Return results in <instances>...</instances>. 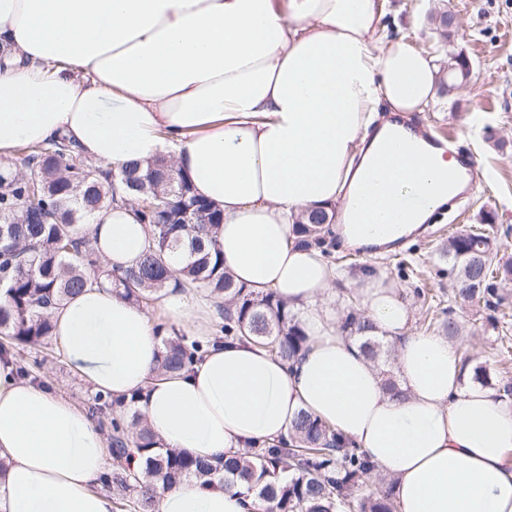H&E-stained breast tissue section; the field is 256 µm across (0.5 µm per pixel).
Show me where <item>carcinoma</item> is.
Instances as JSON below:
<instances>
[{"label":"carcinoma","instance_id":"cac0c4a2","mask_svg":"<svg viewBox=\"0 0 512 512\" xmlns=\"http://www.w3.org/2000/svg\"><path fill=\"white\" fill-rule=\"evenodd\" d=\"M448 80L466 79L469 61L453 58ZM20 166L35 170L38 184L31 186L24 173L11 165L0 166V360H10L23 380L41 382V362L30 359L31 350L52 336L48 311L77 294L89 277L112 283L124 297L146 306L170 282L203 288L219 297L223 325L215 342L249 339L289 361L306 348L309 337L298 315L273 292L259 297L234 282L224 269V256L212 239L222 223L220 212L195 193L189 178L158 159L142 169L133 165L118 180L124 192L139 196L136 186L147 188L153 207L138 212L140 223L150 227V242L136 266L108 270L101 267L81 224L104 207L118 201L112 173L89 164L62 134L46 143L21 148ZM333 215L313 210L298 222L300 243L326 253L332 235ZM497 236L483 228L460 231L448 237L444 255L458 283L457 294L468 299L494 297L512 283V255L498 256ZM181 267L174 269L170 261ZM429 326L453 338L459 335L452 310L431 318ZM343 330L362 340L366 352L377 358L383 343L363 314L351 309ZM159 371L184 370L204 352V344L187 336L162 337ZM88 413L99 426L109 425L112 468L100 484L116 491L121 512H153L158 490L170 489L184 479L205 482L224 476V487L248 485L264 512H395L391 486L381 481L371 490L375 468L364 454L340 438L327 423L301 414L291 440L263 442L233 459L207 463L156 447L142 426L135 398L114 399L98 393ZM135 448L142 468L129 467Z\"/></svg>","mask_w":512,"mask_h":512}]
</instances>
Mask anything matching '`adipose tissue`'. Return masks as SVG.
<instances>
[{"label": "adipose tissue", "mask_w": 512, "mask_h": 512, "mask_svg": "<svg viewBox=\"0 0 512 512\" xmlns=\"http://www.w3.org/2000/svg\"><path fill=\"white\" fill-rule=\"evenodd\" d=\"M384 0H0V159L65 133L118 172L166 157L224 214L216 240L234 279L275 291L310 346L285 362L253 342L209 346L160 375L163 336L206 335L210 298L163 291L165 324L107 283L51 311L73 374L138 409L159 446L212 459L287 437L298 413L329 423L391 482L397 512H512V400L466 383L458 343L411 329L382 273L348 274L298 246L295 222L337 210L342 241L413 234L464 187L396 115L426 111L440 73L382 39ZM388 119H379V111ZM420 199L402 210L403 198ZM134 197L83 226L112 269L148 243ZM385 337L399 378L339 329L340 286ZM105 440L88 415L0 362V512H115L98 490ZM246 487L193 478L155 512H257Z\"/></svg>", "instance_id": "ef3b65f1"}]
</instances>
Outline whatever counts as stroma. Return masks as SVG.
<instances>
[{"instance_id":"1","label":"stroma","mask_w":512,"mask_h":512,"mask_svg":"<svg viewBox=\"0 0 512 512\" xmlns=\"http://www.w3.org/2000/svg\"><path fill=\"white\" fill-rule=\"evenodd\" d=\"M448 9L457 16V32L443 47L432 18ZM383 24L388 34L404 37L438 65H445L452 53L469 58L468 78L452 92L436 94L420 118L428 129L450 135L460 153L474 156L479 177L462 203L436 212L402 246L374 253L336 240L328 261L344 269L370 265L385 273L414 310L413 331L427 332V305L451 308L466 329L473 364L494 371L512 368V287L498 308L482 299L456 298L448 262L439 254L450 233L480 224L487 213L500 241L512 246V0H387ZM418 288L424 298L415 297ZM48 351L42 380L86 408L93 390L71 373L58 343H51Z\"/></svg>"}]
</instances>
